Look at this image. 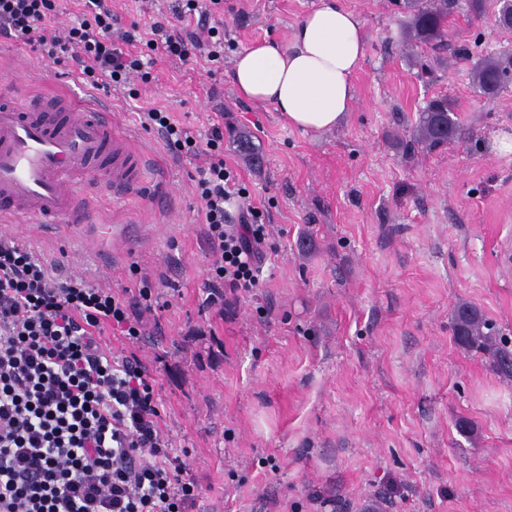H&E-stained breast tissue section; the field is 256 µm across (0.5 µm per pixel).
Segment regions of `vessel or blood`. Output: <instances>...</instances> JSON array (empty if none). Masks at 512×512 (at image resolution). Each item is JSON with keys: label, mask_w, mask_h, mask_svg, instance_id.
<instances>
[{"label": "vessel or blood", "mask_w": 512, "mask_h": 512, "mask_svg": "<svg viewBox=\"0 0 512 512\" xmlns=\"http://www.w3.org/2000/svg\"><path fill=\"white\" fill-rule=\"evenodd\" d=\"M141 155L112 125L109 108L61 92L0 103V223L85 218L82 189L138 188Z\"/></svg>", "instance_id": "b4317fda"}]
</instances>
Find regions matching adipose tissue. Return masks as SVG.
Here are the masks:
<instances>
[{
    "mask_svg": "<svg viewBox=\"0 0 512 512\" xmlns=\"http://www.w3.org/2000/svg\"><path fill=\"white\" fill-rule=\"evenodd\" d=\"M363 56L359 18L340 0H321L289 40H263L238 52L232 81L242 99L273 105L293 127L323 132L352 111Z\"/></svg>",
    "mask_w": 512,
    "mask_h": 512,
    "instance_id": "obj_1",
    "label": "adipose tissue"
}]
</instances>
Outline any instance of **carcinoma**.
<instances>
[{
	"label": "carcinoma",
	"instance_id": "cac0c4a2",
	"mask_svg": "<svg viewBox=\"0 0 512 512\" xmlns=\"http://www.w3.org/2000/svg\"><path fill=\"white\" fill-rule=\"evenodd\" d=\"M404 14L403 40L433 52L448 49V15L459 8V0H399ZM474 89L494 96L512 82V52L502 51L476 61L471 68ZM460 135V125L452 101L446 97L431 100L420 112L413 130V141L429 150L447 145ZM231 144L252 166L260 164V156L252 135L244 130L234 132ZM456 343L488 357L492 367L505 378H512V350L495 336L488 321L476 307L458 303L452 314Z\"/></svg>",
	"mask_w": 512,
	"mask_h": 512
}]
</instances>
